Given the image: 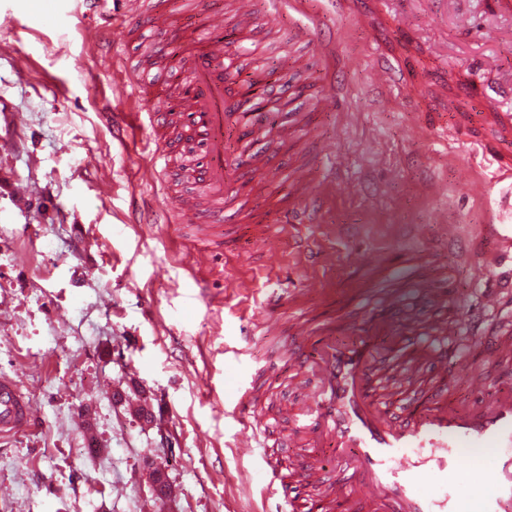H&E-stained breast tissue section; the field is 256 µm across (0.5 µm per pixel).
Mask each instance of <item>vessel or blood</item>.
I'll return each mask as SVG.
<instances>
[{
	"instance_id": "obj_1",
	"label": "vessel or blood",
	"mask_w": 512,
	"mask_h": 512,
	"mask_svg": "<svg viewBox=\"0 0 512 512\" xmlns=\"http://www.w3.org/2000/svg\"><path fill=\"white\" fill-rule=\"evenodd\" d=\"M186 76L176 97L164 98L156 104L150 124L160 129L161 116L176 110L188 114L195 129L207 144L209 178L207 208L181 198L172 206L181 223L194 224L200 214H207L208 224L201 226L205 237H213L224 213V190L237 181V163L224 156V129L240 123L231 98L224 94V45L212 39L199 43L188 53ZM372 87L387 90L398 85L396 71L378 63L368 72ZM500 131L495 140H468L471 153L492 168L495 177L512 180V113L493 115ZM295 208L282 215L284 224H313L317 221V205L326 204L328 180L315 178L308 166L295 167L289 175ZM498 243L499 256H512V225L488 224L484 227ZM285 236L270 231L255 236L251 251L255 254L280 252ZM407 287L423 288L438 312L423 322L402 308L396 290L385 288L369 295L367 306L382 312L383 317L365 323L357 339L346 346L336 345L328 326L302 324L282 331L279 322L264 315L253 316L255 327L266 335H286L296 340L317 334L325 337L324 352L319 358L315 379L293 417L303 431L306 444L321 447L325 440L336 443L339 453L348 460L336 475V484L324 495L307 501L285 496L283 480L277 467H270L266 489L280 496V512H344L352 500L372 504L375 512H446L447 499H429L418 495L414 486L421 477L431 475L448 479L459 473L468 459L467 448H500L504 454L488 479V488L477 505V512H512V393L499 397L489 405H477L465 411L439 401L432 407L399 418L393 403L383 400L370 385L367 373L374 347L383 336H422L426 339L424 355H411L410 368H418L421 358L435 364L454 361L468 372L476 366L469 354L455 343L459 337L483 334L485 323L480 315L448 304V280L439 277L436 285H428L417 274H410ZM512 302V272L499 276L494 289L480 298L483 312L495 313ZM245 429L239 441L242 454H257L261 444L257 433L263 416L257 404L240 400ZM34 424V408L18 386L0 379V437L18 434Z\"/></svg>"
}]
</instances>
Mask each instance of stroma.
<instances>
[{
  "label": "stroma",
  "instance_id": "35a3bbf8",
  "mask_svg": "<svg viewBox=\"0 0 512 512\" xmlns=\"http://www.w3.org/2000/svg\"><path fill=\"white\" fill-rule=\"evenodd\" d=\"M489 2L288 0L279 27L247 29L234 0H141L167 20L133 32L125 0L98 19L67 0L52 26L37 23L44 0H0V376L38 412L32 430L0 441V512H271L267 460L296 498L316 493L302 477L306 462L335 476V451L285 438L310 371L294 374L283 337L247 320L275 290L282 299L272 314L285 326L302 311L326 324L356 321L368 313L367 294L421 263L447 274L453 303L478 312L484 281L445 236L490 223L512 181L491 179L475 195L460 170L488 177V168L462 146L448 155L443 133L512 86V14L492 13ZM458 16L467 32L456 29ZM93 21L104 31L97 43L85 38ZM208 21L235 59L233 87L270 100L266 127L302 117L310 131L281 145L249 126L225 129V155L267 156L269 178L261 190H240L202 268L197 228L164 216L153 196L202 194L207 152L181 145L189 128L167 119L179 165L158 173L157 133L113 127L111 115L151 109ZM75 55L84 70L72 69ZM487 55L499 71L481 72ZM288 56L294 65H284ZM377 63L397 71L400 88L370 86ZM131 70L149 85L137 103L121 92ZM313 137L336 142V189L314 229L325 251L305 264L291 250L249 255L259 225L279 229L293 203L287 170L307 163L325 173ZM17 180L29 188L21 198L10 190ZM369 249L383 266L353 267L351 254ZM311 270L331 281L332 295L301 294ZM466 345L477 374L448 370V404L460 410L494 402L512 382L494 337ZM432 374L426 365L410 387L389 382L398 415L434 405ZM240 382L260 389L269 416L262 457L236 449ZM142 406L153 421L139 418ZM150 462L166 467L169 497L152 491Z\"/></svg>",
  "mask_w": 512,
  "mask_h": 512
}]
</instances>
